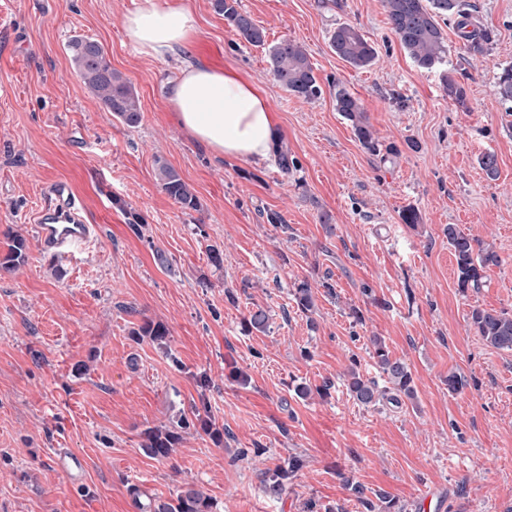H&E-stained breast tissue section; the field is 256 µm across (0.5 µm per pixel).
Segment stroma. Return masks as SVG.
Here are the masks:
<instances>
[{
	"label": "stroma",
	"mask_w": 512,
	"mask_h": 512,
	"mask_svg": "<svg viewBox=\"0 0 512 512\" xmlns=\"http://www.w3.org/2000/svg\"><path fill=\"white\" fill-rule=\"evenodd\" d=\"M136 2L0 0V255L12 235L28 245L24 265L0 270V512H142L189 488L213 512H365L361 497L378 493L416 512L425 489L441 494L444 512H512V351L486 346L469 321L477 307L512 312V112L495 87L512 65V0H474L490 33L481 50L448 23L447 58L433 70L401 48L381 0H240L267 44L303 43L323 88L313 104L272 79L264 47L241 42L212 0H188L197 34L186 58L265 93L276 141L297 162L287 172L272 155L216 156L180 128L166 100L171 65L125 37ZM343 22L375 42L373 66L332 52L328 34ZM77 36L100 43L130 80L139 127L113 118L73 70L67 44ZM449 73L465 85L467 109L449 99ZM339 84L397 154L361 147L335 108ZM487 152L494 180L478 165ZM160 159L198 210L161 189ZM58 180L102 228L70 262L42 252L32 223ZM409 207L417 226L401 219ZM270 211L282 223H267ZM451 224L500 257L479 289L457 286ZM303 280L315 294L306 313L293 296ZM257 306L266 330L243 332ZM147 322L167 327L166 344L135 340ZM374 336L409 367L414 398L365 407L349 394L353 366L387 384ZM453 372L468 380L458 393L448 390ZM300 383L308 398L295 396ZM194 410L223 442L194 426L168 459L144 452L147 429ZM59 448L84 458L82 483L54 465ZM293 453L306 468L287 493L267 496L261 472Z\"/></svg>",
	"instance_id": "1"
}]
</instances>
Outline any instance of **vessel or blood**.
I'll use <instances>...</instances> for the list:
<instances>
[{
	"label": "vessel or blood",
	"mask_w": 512,
	"mask_h": 512,
	"mask_svg": "<svg viewBox=\"0 0 512 512\" xmlns=\"http://www.w3.org/2000/svg\"><path fill=\"white\" fill-rule=\"evenodd\" d=\"M33 227L43 252L57 261L71 259L75 249L99 235L98 225L90 223L84 207L71 186L55 181L46 186L44 202L33 217ZM56 465L71 481H78L84 464L74 452L63 450Z\"/></svg>",
	"instance_id": "b4317fda"
}]
</instances>
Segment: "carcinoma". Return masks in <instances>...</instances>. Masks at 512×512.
Returning <instances> with one entry per match:
<instances>
[{
	"label": "carcinoma",
	"instance_id": "obj_1",
	"mask_svg": "<svg viewBox=\"0 0 512 512\" xmlns=\"http://www.w3.org/2000/svg\"><path fill=\"white\" fill-rule=\"evenodd\" d=\"M214 10L224 16L238 38L255 47H267L269 73L273 79L290 94L305 101L315 102L323 95V88L315 74V67L305 47L294 39H283L270 46L266 45L265 30L257 26L251 17L242 11L240 0H212ZM382 7L390 28L402 49L418 67L432 70L445 62L448 46L441 23L455 20L461 36L473 47H480L489 40L487 31L472 29L469 26L472 5L468 0H382ZM330 49L342 60L356 69L371 67L377 57L375 44L355 25L340 23L329 32ZM76 72L99 100L103 107L128 128L137 127L142 121L140 100L131 84L122 73L112 69V65L100 44L86 37H75L68 44ZM497 93L504 104H512V66L501 69L497 76ZM448 97L461 109H468L467 89L453 76L445 79ZM336 111L350 123L360 145L371 153L380 151V143L369 122L366 111L358 97L341 85H336ZM157 180L161 189L184 211H195L199 199L179 172L168 163L158 159ZM448 246L456 263L457 286L461 291L480 287L483 270L488 265H496L499 256L496 252L479 248L480 242L464 233L456 225L446 228ZM27 244L21 236H15L8 251L0 258V265L16 267L25 262ZM294 300L304 312L314 307V296L308 282H301L295 291ZM470 324L477 336L486 345L512 351V313L474 308L470 313ZM268 323L266 311L258 307L243 319L242 329L246 332L263 331ZM134 335L148 336L154 341H162L168 336L167 328L161 323L148 322ZM372 358L387 375L396 390L394 399L404 395L414 397L413 378L409 368L400 360L391 357L384 342L373 337ZM347 387L353 398L365 406H374L385 393L378 390L375 381L360 375L352 367L346 375ZM190 425L187 417L179 418L171 426L148 429L142 444L150 457L162 460L170 456L172 448L179 441L178 430ZM306 460L301 455H291L264 472L262 488L270 496H280L288 490V481L305 467ZM381 505L364 500L367 512H403L395 501L386 496L380 497ZM151 512H211L210 501L194 489L179 493L176 499L149 505Z\"/></svg>",
	"mask_w": 512,
	"mask_h": 512
}]
</instances>
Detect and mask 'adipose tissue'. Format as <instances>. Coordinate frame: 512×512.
<instances>
[{
  "instance_id": "adipose-tissue-1",
  "label": "adipose tissue",
  "mask_w": 512,
  "mask_h": 512,
  "mask_svg": "<svg viewBox=\"0 0 512 512\" xmlns=\"http://www.w3.org/2000/svg\"><path fill=\"white\" fill-rule=\"evenodd\" d=\"M195 35L184 0H138L125 20L128 42L159 61L186 50ZM168 103L180 127L214 154L268 157L274 119L264 93L248 79L188 63L169 79Z\"/></svg>"
}]
</instances>
